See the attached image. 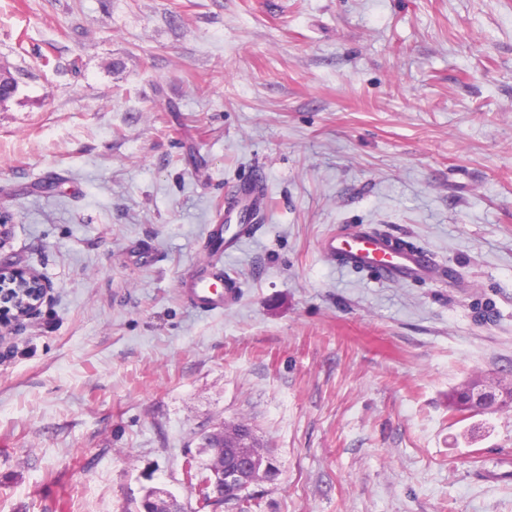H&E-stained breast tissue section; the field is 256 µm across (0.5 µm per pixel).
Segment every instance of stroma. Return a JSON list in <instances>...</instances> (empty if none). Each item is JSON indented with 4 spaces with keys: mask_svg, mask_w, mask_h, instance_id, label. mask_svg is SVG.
<instances>
[{
    "mask_svg": "<svg viewBox=\"0 0 512 512\" xmlns=\"http://www.w3.org/2000/svg\"><path fill=\"white\" fill-rule=\"evenodd\" d=\"M0 265L47 284L0 329V512H196L183 462L242 421L252 512H512V0H0ZM269 219L181 297L224 189ZM429 250L433 281L332 262ZM325 256L353 270H370L382 278L409 283L428 281L441 270L427 250H409L374 232L332 234L321 240ZM186 301L202 313H220L234 294L225 283L224 267L212 263L181 280L178 284ZM461 402L464 407H495L500 402L493 391L488 390L484 385L468 386L461 394ZM139 512H184L185 508L170 494L163 491H153L145 494L140 501Z\"/></svg>",
    "mask_w": 512,
    "mask_h": 512,
    "instance_id": "1",
    "label": "stroma"
}]
</instances>
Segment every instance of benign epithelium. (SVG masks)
I'll use <instances>...</instances> for the list:
<instances>
[{
	"instance_id": "obj_1",
	"label": "benign epithelium",
	"mask_w": 512,
	"mask_h": 512,
	"mask_svg": "<svg viewBox=\"0 0 512 512\" xmlns=\"http://www.w3.org/2000/svg\"><path fill=\"white\" fill-rule=\"evenodd\" d=\"M12 288L11 304L17 312H33L42 300L45 283L33 271L0 267V289ZM464 407H495L499 403L485 386H468L461 394ZM214 463L221 473L219 482L211 487V495L224 503H235L248 497L249 488L259 481L276 476L274 460L255 448H238L228 457L220 453ZM139 512H184V507L170 494L155 491L140 501Z\"/></svg>"
}]
</instances>
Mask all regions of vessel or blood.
I'll list each match as a JSON object with an SVG mask.
<instances>
[{
    "instance_id": "1",
    "label": "vessel or blood",
    "mask_w": 512,
    "mask_h": 512,
    "mask_svg": "<svg viewBox=\"0 0 512 512\" xmlns=\"http://www.w3.org/2000/svg\"><path fill=\"white\" fill-rule=\"evenodd\" d=\"M245 213L254 214L261 221L269 214L261 177L234 185L226 196L222 221L210 231L211 237L223 238L225 252L237 250L252 233V225L240 221ZM321 249L325 256L347 268L374 271L392 282L428 281L441 273L428 251L396 246L374 232L332 234L322 239ZM179 288L186 301L203 313L223 312L234 293L232 285L225 281L223 267L214 263L181 280Z\"/></svg>"
}]
</instances>
